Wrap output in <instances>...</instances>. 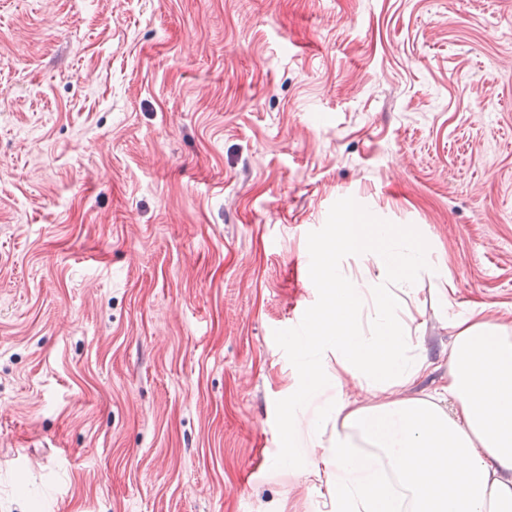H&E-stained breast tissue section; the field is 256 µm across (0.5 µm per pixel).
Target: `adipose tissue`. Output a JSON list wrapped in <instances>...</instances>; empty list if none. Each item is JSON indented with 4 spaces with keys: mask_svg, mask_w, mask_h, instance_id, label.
I'll list each match as a JSON object with an SVG mask.
<instances>
[{
    "mask_svg": "<svg viewBox=\"0 0 512 512\" xmlns=\"http://www.w3.org/2000/svg\"><path fill=\"white\" fill-rule=\"evenodd\" d=\"M321 302L300 352L305 369L283 406L284 447L296 412L325 383L337 398L313 422L310 473L332 512H512V336L484 309L449 319L448 373L409 395L436 367L405 322L432 264L413 233L345 207L319 243ZM362 261L344 272V258Z\"/></svg>",
    "mask_w": 512,
    "mask_h": 512,
    "instance_id": "obj_1",
    "label": "adipose tissue"
}]
</instances>
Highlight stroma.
<instances>
[{"instance_id": "obj_1", "label": "stroma", "mask_w": 512, "mask_h": 512, "mask_svg": "<svg viewBox=\"0 0 512 512\" xmlns=\"http://www.w3.org/2000/svg\"><path fill=\"white\" fill-rule=\"evenodd\" d=\"M349 204L436 365L512 332V0H0V512H330L340 392L281 411Z\"/></svg>"}]
</instances>
